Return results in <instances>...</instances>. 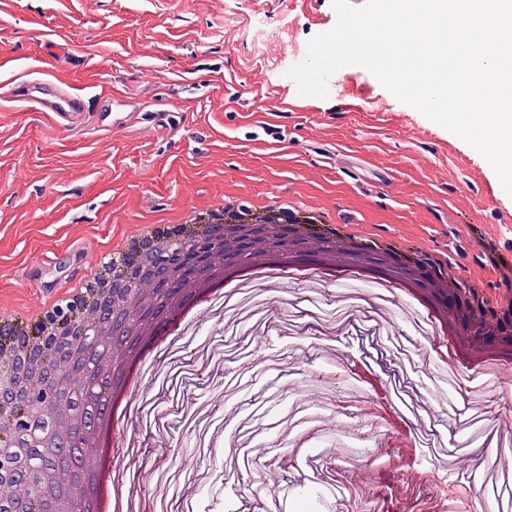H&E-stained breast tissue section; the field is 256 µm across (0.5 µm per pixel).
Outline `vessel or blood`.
Segmentation results:
<instances>
[{"label": "vessel or blood", "mask_w": 512, "mask_h": 512, "mask_svg": "<svg viewBox=\"0 0 512 512\" xmlns=\"http://www.w3.org/2000/svg\"><path fill=\"white\" fill-rule=\"evenodd\" d=\"M0 97L63 120H74L86 111L84 95L70 91L68 84L54 74L37 72L13 82ZM97 123L105 131H123L133 120L145 115L141 99L120 93L101 94L94 110Z\"/></svg>", "instance_id": "obj_1"}]
</instances>
